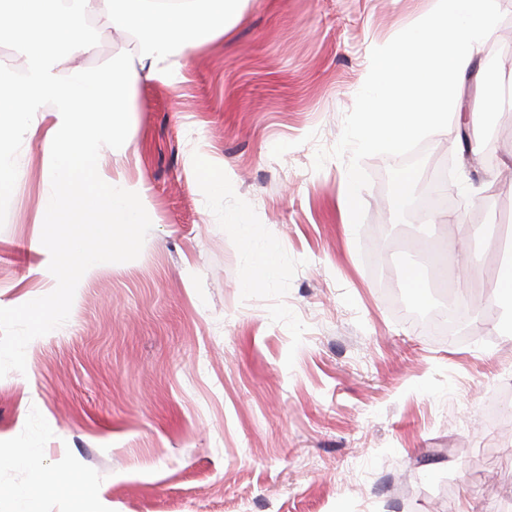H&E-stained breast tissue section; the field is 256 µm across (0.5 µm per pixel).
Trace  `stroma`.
Returning a JSON list of instances; mask_svg holds the SVG:
<instances>
[{
  "label": "stroma",
  "instance_id": "1",
  "mask_svg": "<svg viewBox=\"0 0 512 512\" xmlns=\"http://www.w3.org/2000/svg\"><path fill=\"white\" fill-rule=\"evenodd\" d=\"M461 80L453 132L423 145L427 215L384 204L398 157L363 163L361 231L343 222V161L331 149L373 47L435 0H251L224 36L141 79L121 167L152 221L140 256L78 285L66 323L32 340L25 373L0 378V482L35 468L81 470L104 512H512V342L507 309L483 308L512 225V0ZM495 53L497 69L483 61ZM501 86L496 133L483 119ZM39 134L22 141L0 227V307L51 292L30 243L51 188ZM236 185L220 197L197 159ZM459 223L445 224V212ZM279 242V272L248 290L230 216ZM440 253L446 287L423 269L405 286L402 253ZM469 283L477 311L462 337H437L391 292L424 309ZM33 459H23L26 449Z\"/></svg>",
  "mask_w": 512,
  "mask_h": 512
}]
</instances>
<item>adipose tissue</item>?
Returning a JSON list of instances; mask_svg holds the SVG:
<instances>
[{"mask_svg": "<svg viewBox=\"0 0 512 512\" xmlns=\"http://www.w3.org/2000/svg\"><path fill=\"white\" fill-rule=\"evenodd\" d=\"M49 489L59 490L68 495L73 506L72 512H100L95 499L85 490L83 475L75 469L38 470L29 486L23 489L0 483V499L22 496L35 502Z\"/></svg>", "mask_w": 512, "mask_h": 512, "instance_id": "obj_1", "label": "adipose tissue"}]
</instances>
